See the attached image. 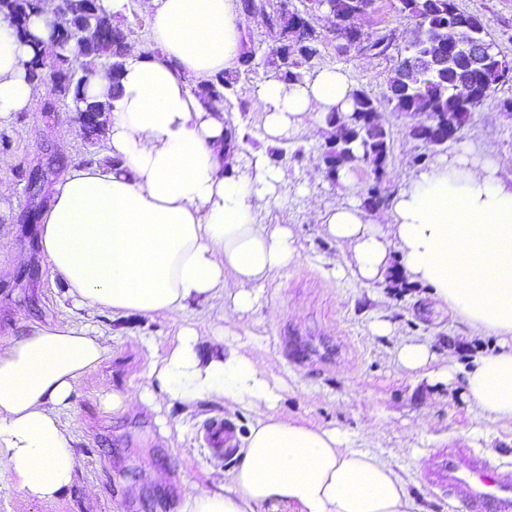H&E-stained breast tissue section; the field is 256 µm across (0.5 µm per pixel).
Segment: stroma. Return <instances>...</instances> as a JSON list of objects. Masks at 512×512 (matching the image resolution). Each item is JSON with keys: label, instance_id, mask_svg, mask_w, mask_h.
Listing matches in <instances>:
<instances>
[{"label": "stroma", "instance_id": "stroma-1", "mask_svg": "<svg viewBox=\"0 0 512 512\" xmlns=\"http://www.w3.org/2000/svg\"><path fill=\"white\" fill-rule=\"evenodd\" d=\"M458 5L478 16L488 40L512 59V0H458ZM396 6V0H376L373 11L358 22L364 40L389 37L390 46L380 55L340 50L332 17L316 13L311 24L321 41L317 68H340L353 87L377 97L385 93L415 27ZM256 88V81L240 79L224 119L248 135L250 156H279L282 179L276 195L261 201L257 213L262 223L292 228L299 257L259 286V300L250 312L224 324V339L245 344L271 377L285 383L280 403L285 417L339 428L354 447L401 467L425 512H465L449 500L445 483L434 472L449 445L485 453L498 468L512 472V423L491 422L471 411L461 373L494 339L473 336L427 288L411 282L403 288L365 285L352 276L350 252L322 233L316 212L362 202L373 181L370 170L358 167L329 182L321 162L330 134L324 125L313 134L267 143L261 115L251 104ZM511 96L512 85L501 87L473 112L459 139L436 148L435 157L467 148L484 160L512 159V118L499 107L500 99ZM383 118L392 136L387 187L393 194L417 174L413 159L424 147L409 136L410 119L390 111ZM77 127V115L66 104L52 112H17L0 123V141L7 143L0 148L7 162L0 180L10 189L7 206L0 208V341L36 322H70L94 326L110 337L112 356L77 381L73 403L62 415L83 458L72 485L56 500L38 501L0 475V512H177L186 486L210 485L238 462L231 453L213 455L208 424L220 419L242 435L250 412L211 400L191 407L175 403L160 425L148 408L112 410L103 400L114 390L148 386L149 362L163 354L179 325H194L204 342H211L223 300L190 303L174 320L161 314L90 312L66 297L41 254L39 225L25 223L24 215L33 203L27 175L45 151L57 156L44 185L47 196L69 168L103 156L104 141H88ZM379 320L391 324L390 335H372L371 326ZM409 339L429 344L437 365L455 362L453 381H431L399 366L396 352ZM149 469L154 478H145Z\"/></svg>", "mask_w": 512, "mask_h": 512}]
</instances>
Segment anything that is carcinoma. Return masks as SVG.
Here are the masks:
<instances>
[{
  "label": "carcinoma",
  "instance_id": "carcinoma-1",
  "mask_svg": "<svg viewBox=\"0 0 512 512\" xmlns=\"http://www.w3.org/2000/svg\"><path fill=\"white\" fill-rule=\"evenodd\" d=\"M372 4L373 0H329L325 10L340 22L367 13ZM38 11L35 0H0V13L12 18L22 33L26 32L27 18ZM398 11L415 20V36L397 60L383 98L356 88L347 110H334L325 116L326 124L335 129L321 155L325 176L332 182L345 169L362 165L372 169L390 155L391 132L382 120V102L399 116H426V120L410 126L409 134L430 149L441 144L444 129L463 132L472 112L493 96L498 86L512 81V62L497 52L483 68L469 72L463 71L458 54L426 60L430 44L440 38L462 50L484 36L485 27L474 14L458 8L448 10V0H398ZM63 13L62 24L52 30L49 43L33 42V57L26 63V71L29 80L40 83L47 79L52 85L45 111L52 112L57 104L70 101L81 112L99 114L98 123L86 130L92 140L106 130L112 102L109 94L88 93L89 78L100 66L119 74L128 41L124 28L103 14L99 0H65ZM295 17L296 13L287 10L275 17L272 29L277 31L278 41L293 42V58L285 60L271 51L263 78L301 83L307 76L304 65L320 56L318 35L302 38L296 31ZM253 60L254 51L249 49L241 57V68L192 81L191 92L204 105L228 101L227 94L234 91L241 75L257 73ZM247 141L248 137H239L236 127L226 126L224 168L234 164L235 155L244 151L240 143ZM385 178L386 171L374 172L364 207L386 200Z\"/></svg>",
  "mask_w": 512,
  "mask_h": 512
}]
</instances>
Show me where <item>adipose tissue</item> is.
<instances>
[{"mask_svg": "<svg viewBox=\"0 0 512 512\" xmlns=\"http://www.w3.org/2000/svg\"><path fill=\"white\" fill-rule=\"evenodd\" d=\"M58 0H43L19 35L0 14V121L35 110L40 87L25 64L33 42H49ZM150 56L130 49L120 79L97 69L88 90L114 93L105 135L107 162L70 169L43 214L45 261L82 307L115 315L179 316L188 302L224 297V318L252 309L257 284L299 256L288 225L259 222L256 200L274 192L264 160L224 173V106L205 108L190 79L233 69L241 53L236 0H144ZM346 73L325 68L300 84L275 79L253 105L269 140L312 129L317 115L346 109ZM352 252L354 273L380 283L390 250L412 281L494 350L465 371L470 409L512 422V175L477 157L440 159L395 194L384 220L357 206L317 215ZM217 351L181 327L148 365L150 388L112 392V407L154 413L215 398L247 410L240 461L213 487H193L179 512H417L406 480L378 455L353 447L335 428L282 418L284 386L216 330ZM111 353L103 336L67 323L33 326L0 348V474L24 495L50 501L73 483L81 460L61 421L77 381Z\"/></svg>", "mask_w": 512, "mask_h": 512, "instance_id": "adipose-tissue-1", "label": "adipose tissue"}]
</instances>
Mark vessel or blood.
I'll return each instance as SVG.
<instances>
[{"instance_id": "vessel-or-blood-1", "label": "vessel or blood", "mask_w": 512, "mask_h": 512, "mask_svg": "<svg viewBox=\"0 0 512 512\" xmlns=\"http://www.w3.org/2000/svg\"><path fill=\"white\" fill-rule=\"evenodd\" d=\"M438 476L467 512H512V477L494 475L489 461L472 449L449 448Z\"/></svg>"}]
</instances>
